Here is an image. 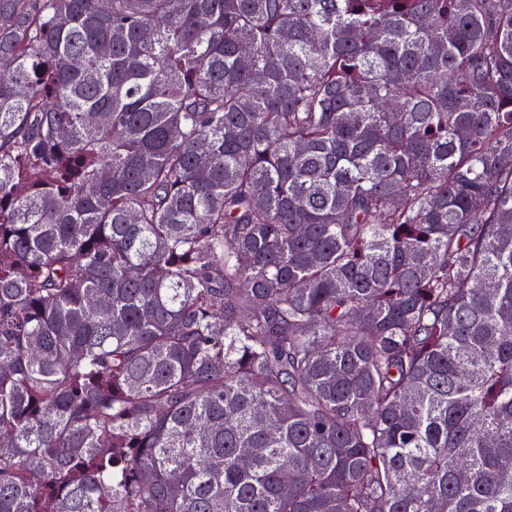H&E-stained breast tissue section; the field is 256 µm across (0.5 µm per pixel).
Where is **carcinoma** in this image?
I'll return each mask as SVG.
<instances>
[{
  "label": "carcinoma",
  "instance_id": "obj_1",
  "mask_svg": "<svg viewBox=\"0 0 512 512\" xmlns=\"http://www.w3.org/2000/svg\"><path fill=\"white\" fill-rule=\"evenodd\" d=\"M0 512H512V0H0Z\"/></svg>",
  "mask_w": 512,
  "mask_h": 512
}]
</instances>
